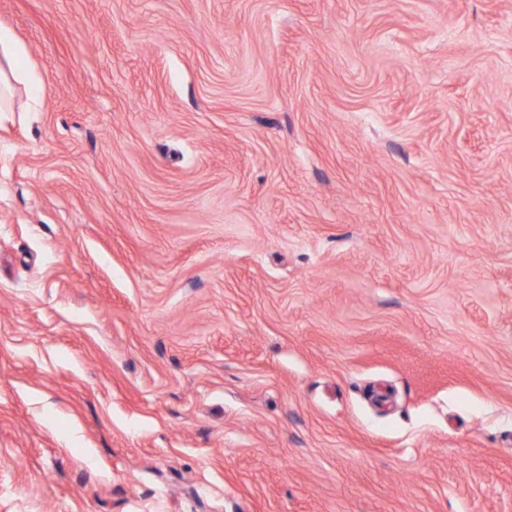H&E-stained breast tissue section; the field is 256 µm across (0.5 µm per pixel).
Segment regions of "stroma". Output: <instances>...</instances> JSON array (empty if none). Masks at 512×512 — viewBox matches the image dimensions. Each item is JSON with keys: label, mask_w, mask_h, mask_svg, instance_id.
Here are the masks:
<instances>
[{"label": "stroma", "mask_w": 512, "mask_h": 512, "mask_svg": "<svg viewBox=\"0 0 512 512\" xmlns=\"http://www.w3.org/2000/svg\"><path fill=\"white\" fill-rule=\"evenodd\" d=\"M0 512H512V0H0ZM27 55L26 48L18 43L11 33L0 27V112L12 111L11 101L14 96L12 80L24 79L31 83L27 90L33 96L43 94V87L23 68V60Z\"/></svg>", "instance_id": "1"}]
</instances>
